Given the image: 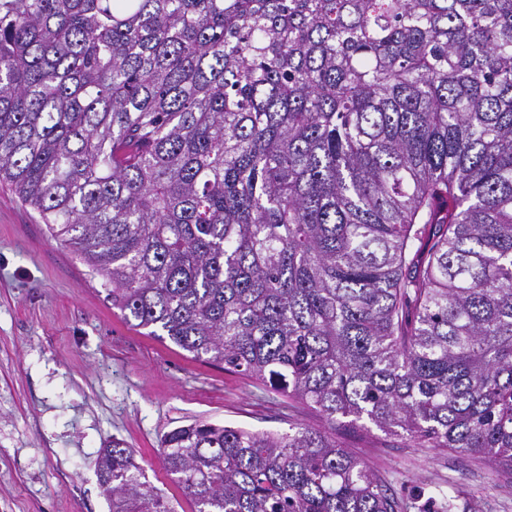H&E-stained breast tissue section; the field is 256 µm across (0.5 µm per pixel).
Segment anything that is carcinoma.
Wrapping results in <instances>:
<instances>
[{
  "label": "carcinoma",
  "mask_w": 512,
  "mask_h": 512,
  "mask_svg": "<svg viewBox=\"0 0 512 512\" xmlns=\"http://www.w3.org/2000/svg\"><path fill=\"white\" fill-rule=\"evenodd\" d=\"M0 182L150 335L508 487L512 0H0ZM161 455L195 512L407 509L311 427Z\"/></svg>",
  "instance_id": "cac0c4a2"
}]
</instances>
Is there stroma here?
Here are the masks:
<instances>
[{
	"mask_svg": "<svg viewBox=\"0 0 512 512\" xmlns=\"http://www.w3.org/2000/svg\"><path fill=\"white\" fill-rule=\"evenodd\" d=\"M194 421L282 432L321 425L313 409L125 320L72 248L0 186V512H109L96 462L115 437L176 512H192L160 439ZM344 438L409 512H443L446 492L479 501L482 512H512V492L486 490L485 465L399 437Z\"/></svg>",
	"mask_w": 512,
	"mask_h": 512,
	"instance_id": "35a3bbf8",
	"label": "stroma"
}]
</instances>
